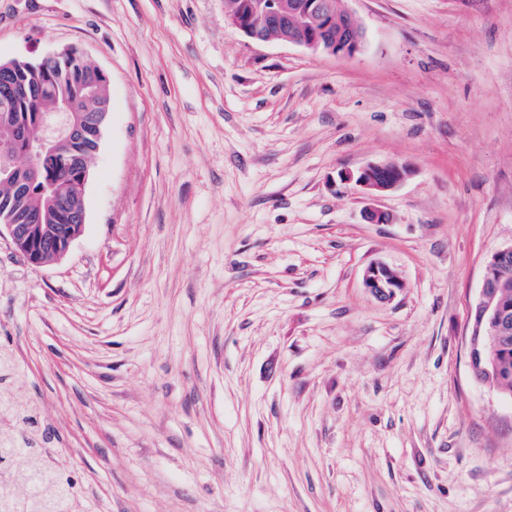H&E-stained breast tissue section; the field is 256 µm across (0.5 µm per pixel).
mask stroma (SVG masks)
<instances>
[{
	"label": "stroma",
	"instance_id": "1",
	"mask_svg": "<svg viewBox=\"0 0 512 512\" xmlns=\"http://www.w3.org/2000/svg\"><path fill=\"white\" fill-rule=\"evenodd\" d=\"M349 7L347 59L224 0H0V61L110 76L82 234L44 267L0 238L10 385L82 512H512V402L467 348L512 245V0ZM384 161L411 174L369 224L339 174ZM364 288L377 300H393L405 284L399 275L389 266L376 262L370 264L363 274Z\"/></svg>",
	"mask_w": 512,
	"mask_h": 512
}]
</instances>
